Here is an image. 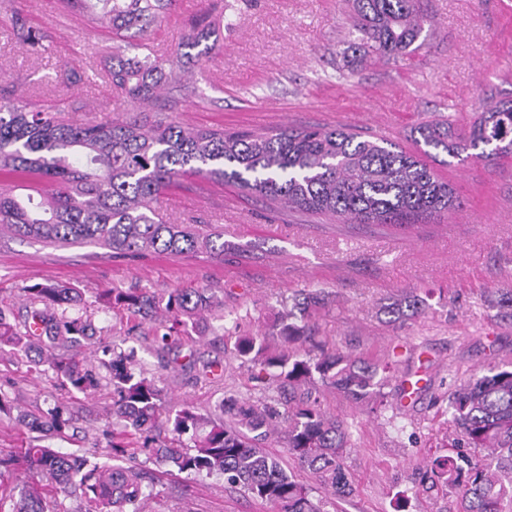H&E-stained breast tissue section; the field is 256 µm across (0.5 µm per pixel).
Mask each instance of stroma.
<instances>
[{
    "mask_svg": "<svg viewBox=\"0 0 512 512\" xmlns=\"http://www.w3.org/2000/svg\"><path fill=\"white\" fill-rule=\"evenodd\" d=\"M418 7L430 22L429 36L398 59L359 62L347 53L349 0H177L174 12L142 36L139 52L170 56L185 40L189 21L210 15L222 23L220 42L202 63L190 64L171 121L253 130L347 127L411 150L418 125L445 119L461 134L483 102L512 98V0H418ZM16 12L46 34L43 55L28 54L13 36ZM112 44L109 28L63 15L55 0H0V89L75 119L137 111L102 80H70L72 73L96 69ZM429 165L454 185L464 206L407 231L273 212L234 185L201 178L168 190L162 220L194 219L223 232L238 252L222 262L203 254L112 258L95 246L55 248L4 230L0 308L20 323L25 288L78 286L106 342L115 352L134 354L156 378L162 415L187 402L217 419L225 396L265 395L233 358L237 338L266 331L284 299L325 289L329 303L315 320L320 338L341 352L391 365L383 402L353 405L333 391L323 393V409L351 434L345 463L352 492L337 502L338 512H458L455 492L426 493L420 481L430 458L457 437L451 394L488 368L512 366V318L499 306L501 289L512 287V158L449 166L433 159ZM116 285L158 292L205 287L214 292L215 308L203 333L162 348L148 327L128 331L98 304V295ZM409 292L425 300L424 315L388 323L381 305ZM229 312L242 320L225 332ZM214 359L228 362L229 371L204 377L203 362ZM0 391L16 411L0 414V456L27 447L32 437L17 414L59 403L76 421L65 435L46 437V445L90 457L113 442L125 448L124 464L145 461L142 436L110 417L108 386L90 396L69 391L52 374H27L20 356L5 350ZM157 478L147 512H267L219 477L193 479L163 465Z\"/></svg>",
    "mask_w": 512,
    "mask_h": 512,
    "instance_id": "1",
    "label": "stroma"
}]
</instances>
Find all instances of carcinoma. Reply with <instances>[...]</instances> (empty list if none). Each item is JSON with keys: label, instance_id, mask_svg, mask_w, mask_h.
Listing matches in <instances>:
<instances>
[{"label": "carcinoma", "instance_id": "cac0c4a2", "mask_svg": "<svg viewBox=\"0 0 512 512\" xmlns=\"http://www.w3.org/2000/svg\"><path fill=\"white\" fill-rule=\"evenodd\" d=\"M174 0H58L67 15L107 22L124 41L144 32L167 13ZM354 39L362 57L398 58L418 49L427 19L417 0H352ZM16 39L33 54L46 51L45 35L12 16ZM219 26L205 15L190 22L176 59L130 53L116 45L98 76L133 103H159L153 115L70 120L61 111L34 110L7 92L0 93V176L19 181L21 193L0 191V229L45 245H97L114 255L206 254L224 259L234 246L224 234L197 224L161 221L162 196L182 175L213 183L232 182L270 205L302 214L330 215L345 224L412 228L420 218L460 209L455 189L425 158L445 153L453 159L494 162L512 155V100L483 106L463 134L446 122L414 129L417 152L397 144L362 138L345 128L282 127L271 132L189 128L168 120L178 103L175 92L187 81L184 64L212 50ZM198 49L193 54L191 50ZM34 305L24 329L14 328L0 310V350L26 358L27 371L54 377L85 394L100 386L98 373L80 352L54 355L32 351L47 338L78 347L97 335L84 316L80 291L64 285L26 289ZM106 308L125 313L129 330L147 322L162 345L196 329L213 311L207 288L168 293L113 287L99 296ZM327 306L321 291L293 299L288 314L261 336H241L234 357L251 379L268 389L288 388V401L276 396L251 401L224 399L225 421L216 422L184 404L168 418L170 443H143L147 459L173 464L188 476H221L228 485L270 507V512H327L323 498L286 472L282 458L261 446L279 434L288 455L320 488L340 497L352 491L345 457L351 436L345 423L320 408L313 390L320 385L353 404L382 397L388 365L340 352L316 336L311 320ZM414 295L383 306L388 322L417 316ZM112 387V415L137 431L153 428L161 406L157 381L135 369L130 356L102 361ZM459 437L455 454L429 463L431 483L458 493V512H512V369L494 367L474 377L449 399ZM72 421L58 405L30 416L27 426L60 432ZM13 470L29 479L14 486L11 512H45L48 486L54 494H81L85 512H143L152 497V472L122 464L100 465L86 456L60 453L33 440L19 455L0 458V484Z\"/></svg>", "mask_w": 512, "mask_h": 512}]
</instances>
